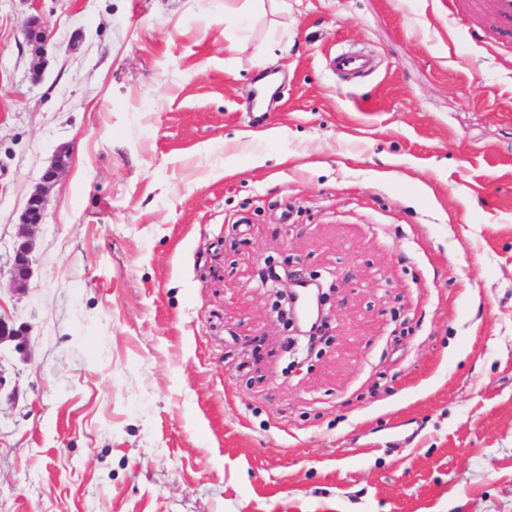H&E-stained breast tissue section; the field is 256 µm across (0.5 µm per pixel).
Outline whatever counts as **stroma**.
Masks as SVG:
<instances>
[{"label": "stroma", "instance_id": "35a3bbf8", "mask_svg": "<svg viewBox=\"0 0 512 512\" xmlns=\"http://www.w3.org/2000/svg\"><path fill=\"white\" fill-rule=\"evenodd\" d=\"M287 3L0 0L1 255L70 153L29 288L0 272V512H512V40ZM269 258L349 277L294 368ZM23 31L26 40L33 46V52L38 58L35 74L38 75L44 64L45 47L52 38V32L47 20L40 16H30L23 23ZM336 70L353 75H360L371 68L370 60L360 54L341 53L336 55Z\"/></svg>", "mask_w": 512, "mask_h": 512}]
</instances>
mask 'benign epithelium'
Returning <instances> with one entry per match:
<instances>
[{
  "label": "benign epithelium",
  "mask_w": 512,
  "mask_h": 512,
  "mask_svg": "<svg viewBox=\"0 0 512 512\" xmlns=\"http://www.w3.org/2000/svg\"><path fill=\"white\" fill-rule=\"evenodd\" d=\"M23 31L38 58L35 69L38 73L44 64L46 46L52 38L49 23L33 15L25 19ZM69 157L66 150L54 155L41 177V183L28 197L16 224L13 250L7 260L10 281L16 290L29 288L33 276L34 229L46 217L49 188L65 169ZM260 276L264 285L275 288L278 320L293 326V342L302 344L312 352L327 340L332 321L336 318V295L342 288L336 275H330L325 281L306 276L304 271L291 263L281 266L268 263L261 268ZM6 342L14 344V350L18 353L25 352L27 347L24 331L0 317V345Z\"/></svg>",
  "instance_id": "1"
}]
</instances>
